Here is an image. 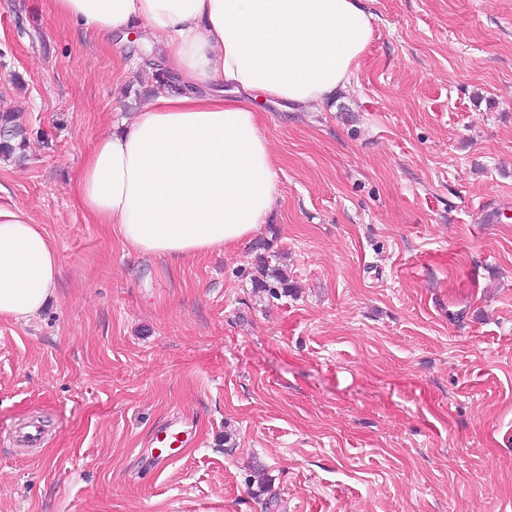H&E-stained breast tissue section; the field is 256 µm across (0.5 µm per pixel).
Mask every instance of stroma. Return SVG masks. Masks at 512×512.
Segmentation results:
<instances>
[{
    "instance_id": "1",
    "label": "stroma",
    "mask_w": 512,
    "mask_h": 512,
    "mask_svg": "<svg viewBox=\"0 0 512 512\" xmlns=\"http://www.w3.org/2000/svg\"><path fill=\"white\" fill-rule=\"evenodd\" d=\"M362 3L346 89L257 105L279 158L264 224L171 264L78 193L161 55L0 0V107L28 128L0 207L60 259L37 317H0V512H512V0ZM177 417L190 442L148 470ZM257 268L258 272L262 279L258 278L255 280V288L264 289L268 288L269 292H272L273 294L276 293L274 290L275 287L271 286L269 283L270 280L275 282L277 285H280V288L283 290L288 289V283L287 279L285 278L282 269L279 268V265L272 266L269 264L268 256L259 255L257 257Z\"/></svg>"
}]
</instances>
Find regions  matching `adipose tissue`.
Returning <instances> with one entry per match:
<instances>
[{
  "instance_id": "ef3b65f1",
  "label": "adipose tissue",
  "mask_w": 512,
  "mask_h": 512,
  "mask_svg": "<svg viewBox=\"0 0 512 512\" xmlns=\"http://www.w3.org/2000/svg\"><path fill=\"white\" fill-rule=\"evenodd\" d=\"M104 38L141 25L182 93L158 91L99 138L79 180L85 211L147 254L196 257L252 235L270 212L278 159L255 101L317 106L346 87L371 37L358 0H52ZM214 85L234 98L211 95ZM59 257L40 224L0 208V317L54 295Z\"/></svg>"
}]
</instances>
